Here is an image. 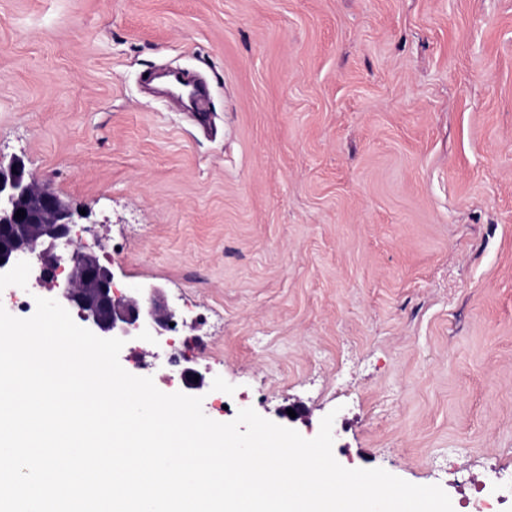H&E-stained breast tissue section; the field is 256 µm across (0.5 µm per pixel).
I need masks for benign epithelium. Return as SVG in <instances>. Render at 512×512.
Masks as SVG:
<instances>
[{
    "mask_svg": "<svg viewBox=\"0 0 512 512\" xmlns=\"http://www.w3.org/2000/svg\"><path fill=\"white\" fill-rule=\"evenodd\" d=\"M25 215L15 217L17 210ZM76 212L49 183L26 169L24 160L0 157V282L14 278L19 263L33 261L36 281L50 298L77 313L86 328L101 338L153 341L166 335L175 312L163 289L138 288L128 295L113 292V273L99 257L74 245ZM67 262L68 275L56 270Z\"/></svg>",
    "mask_w": 512,
    "mask_h": 512,
    "instance_id": "benign-epithelium-1",
    "label": "benign epithelium"
}]
</instances>
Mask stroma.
Here are the masks:
<instances>
[{
  "mask_svg": "<svg viewBox=\"0 0 512 512\" xmlns=\"http://www.w3.org/2000/svg\"><path fill=\"white\" fill-rule=\"evenodd\" d=\"M171 67L207 123L143 88ZM0 155L163 289L179 344L127 372L512 512V0H0Z\"/></svg>",
  "mask_w": 512,
  "mask_h": 512,
  "instance_id": "stroma-1",
  "label": "stroma"
}]
</instances>
